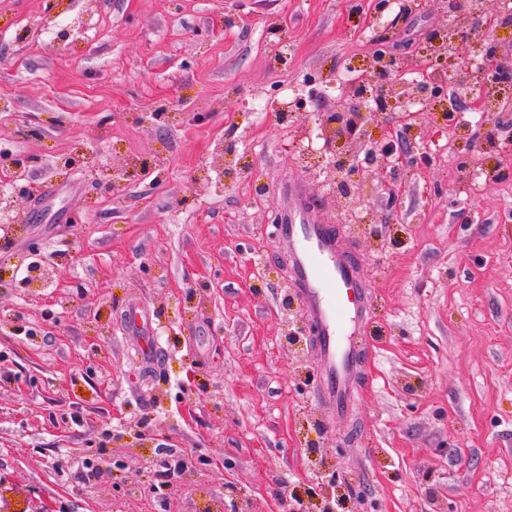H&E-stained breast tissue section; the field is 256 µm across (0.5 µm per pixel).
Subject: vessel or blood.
<instances>
[{"label":"vessel or blood","instance_id":"1","mask_svg":"<svg viewBox=\"0 0 512 512\" xmlns=\"http://www.w3.org/2000/svg\"><path fill=\"white\" fill-rule=\"evenodd\" d=\"M275 233L288 245L302 305L316 327L313 346L321 374L317 399L329 414L344 412L359 393L356 338L367 313L357 258L343 246L335 225L314 221L309 198L299 188Z\"/></svg>","mask_w":512,"mask_h":512}]
</instances>
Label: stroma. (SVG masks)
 Listing matches in <instances>:
<instances>
[{"mask_svg": "<svg viewBox=\"0 0 512 512\" xmlns=\"http://www.w3.org/2000/svg\"><path fill=\"white\" fill-rule=\"evenodd\" d=\"M0 0V156L23 158L0 234V482L44 512H512V145L507 113L444 108L367 134L412 162L397 210L346 215L319 165L326 90L288 116L297 79L366 68L376 40L454 75L441 0ZM292 52L284 68L275 59ZM87 161L59 170L64 153ZM242 175L230 180L224 168ZM146 167L116 199L95 172ZM302 185L360 257L369 324L359 396L328 418L301 316L282 306L288 245L261 220ZM48 278L30 282L33 262ZM147 315L161 369L133 375Z\"/></svg>", "mask_w": 512, "mask_h": 512, "instance_id": "1", "label": "stroma"}]
</instances>
